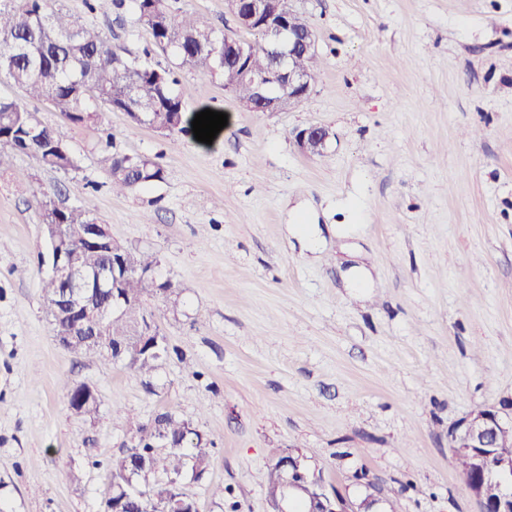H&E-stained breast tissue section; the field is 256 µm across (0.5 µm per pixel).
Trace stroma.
Segmentation results:
<instances>
[{
	"mask_svg": "<svg viewBox=\"0 0 512 512\" xmlns=\"http://www.w3.org/2000/svg\"><path fill=\"white\" fill-rule=\"evenodd\" d=\"M62 3L228 124L208 145L91 100L97 120L73 124L0 80L79 163L19 153L0 172V512H104L130 420L164 411L213 443L205 473L181 479L199 512H271L268 469L289 454L373 512H480L448 432L512 402V0H291L320 66L282 112L178 69L128 2ZM312 124L331 131L314 155L295 140ZM106 148L159 162L164 181L113 193ZM36 194L92 211L178 283V308L147 300L170 348L152 376L56 343ZM347 259L369 269L361 287H345ZM65 378L95 390V419L70 409Z\"/></svg>",
	"mask_w": 512,
	"mask_h": 512,
	"instance_id": "obj_1",
	"label": "stroma"
}]
</instances>
